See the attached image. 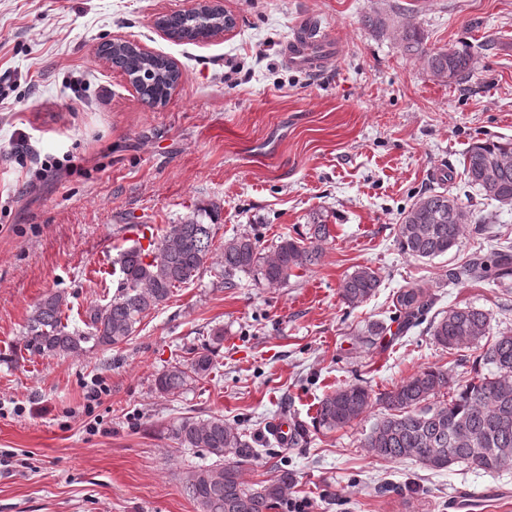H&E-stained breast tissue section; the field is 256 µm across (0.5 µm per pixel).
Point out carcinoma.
Wrapping results in <instances>:
<instances>
[{"label": "carcinoma", "instance_id": "obj_1", "mask_svg": "<svg viewBox=\"0 0 512 512\" xmlns=\"http://www.w3.org/2000/svg\"><path fill=\"white\" fill-rule=\"evenodd\" d=\"M168 26L183 31L181 39L199 41L203 31L185 27L184 14L165 17ZM397 39L403 52L425 64L433 74L446 73L449 83H459L474 71V59L466 49L431 50L414 25L404 27ZM112 66L141 81L144 100L151 105L167 101L179 78V70L163 55H144L127 45L109 51ZM468 183L486 198L502 206L512 205V140L476 141L464 161ZM200 209L179 224H170L140 240L114 245L121 279L117 292L104 304L86 311V330L69 329L63 321L66 297L50 293L35 305L27 322L21 350L64 357L83 350V345L116 348L127 343L143 319L166 304L174 290L189 284L212 253L216 227L204 223ZM466 213L448 190L429 191L402 213L397 239L401 250L416 259H433L458 246L465 230ZM330 237L326 220L313 219L309 240L283 236L263 254L261 239L239 235L224 241V287L235 288L241 276H252L269 288L288 285L297 272H306L322 257L318 243ZM456 278L492 280L500 285L512 279V245L502 244L486 258L470 261ZM380 286L376 271L361 267L346 276L341 297L350 306L370 299ZM431 306L422 288H402L394 301V320L406 328L419 321ZM433 341L448 351L463 348L475 352L471 376L459 383L441 367H428L393 389L377 396L367 386L349 383L336 387L319 403L315 428L328 432L362 419L373 404L383 416L364 438L362 447L389 460H414L427 470L466 465L487 472L498 471V458L512 455V332L491 334L486 312L471 306L436 314L429 326ZM224 343V327L209 329L207 343L192 356L176 362L155 379L161 395L183 391L207 378L215 368V356ZM490 367L486 372L483 367ZM448 399L439 400L443 394ZM182 448L206 451L211 463L186 471L184 489L198 512H273L294 484L293 473L280 467L275 475L253 486L243 478V467L253 456L239 429L222 416L180 418L169 429Z\"/></svg>", "mask_w": 512, "mask_h": 512}]
</instances>
